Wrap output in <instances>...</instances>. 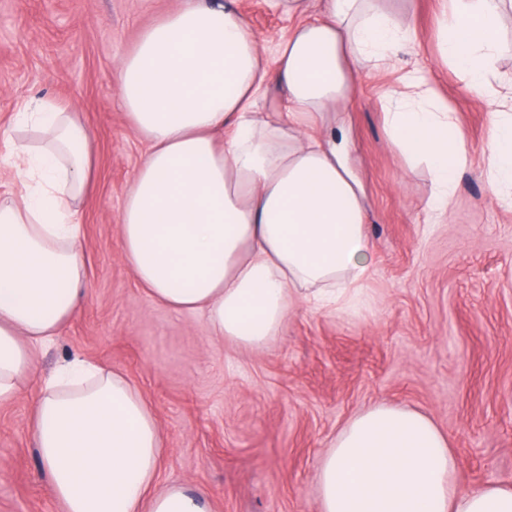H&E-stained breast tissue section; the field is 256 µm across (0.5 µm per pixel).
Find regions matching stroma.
Listing matches in <instances>:
<instances>
[{"mask_svg":"<svg viewBox=\"0 0 512 512\" xmlns=\"http://www.w3.org/2000/svg\"><path fill=\"white\" fill-rule=\"evenodd\" d=\"M180 2L0 0V130L37 97L79 112L95 136L79 213L89 291L36 354L35 379L0 406V512H63L28 425L40 384L74 358L121 371L142 393L165 443L159 484L202 491L213 512H319L321 457L351 417L379 404L429 416L464 488L512 486V210L480 174L489 107L438 51L443 0L383 5L412 18L472 154L446 221L428 223L429 175L384 126L381 93L412 56L361 68L342 145L366 194L374 273L364 301L348 313L294 303L259 349L150 297L119 243L122 201L149 145L129 127L118 65Z\"/></svg>","mask_w":512,"mask_h":512,"instance_id":"stroma-1","label":"stroma"}]
</instances>
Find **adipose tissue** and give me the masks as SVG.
<instances>
[{
    "instance_id": "adipose-tissue-1",
    "label": "adipose tissue",
    "mask_w": 512,
    "mask_h": 512,
    "mask_svg": "<svg viewBox=\"0 0 512 512\" xmlns=\"http://www.w3.org/2000/svg\"><path fill=\"white\" fill-rule=\"evenodd\" d=\"M291 19L272 48L240 0H184L119 63L122 106L150 144L118 223L126 262L155 299L203 313L212 335L258 348L294 300L349 307L372 273L363 188L336 146L360 66L415 54L412 22L378 0H267ZM507 0H447L446 61L489 103V193L512 200V93L495 62ZM405 158L427 168L442 223L471 158L428 69L383 94ZM11 147L26 192L0 199V403L35 375L33 353L75 317L86 272L78 204L93 134L44 99L25 104ZM30 433L63 512H209L202 492L161 486L163 440L119 372L73 361L45 381ZM320 512H512V487L458 481L447 436L420 412L375 405L343 426L318 469Z\"/></svg>"
}]
</instances>
